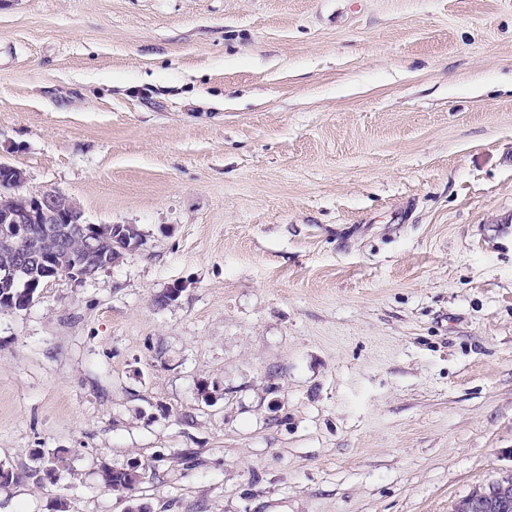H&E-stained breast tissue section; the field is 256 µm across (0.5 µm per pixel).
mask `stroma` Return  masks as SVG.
Wrapping results in <instances>:
<instances>
[{"label": "stroma", "instance_id": "1", "mask_svg": "<svg viewBox=\"0 0 512 512\" xmlns=\"http://www.w3.org/2000/svg\"><path fill=\"white\" fill-rule=\"evenodd\" d=\"M0 162L142 233L0 309V463L71 451L0 512H454L512 475V0H0ZM139 466L131 465L127 468L114 470L111 468H103L101 470V480L103 484L111 490H133L140 479L138 472Z\"/></svg>", "mask_w": 512, "mask_h": 512}]
</instances>
